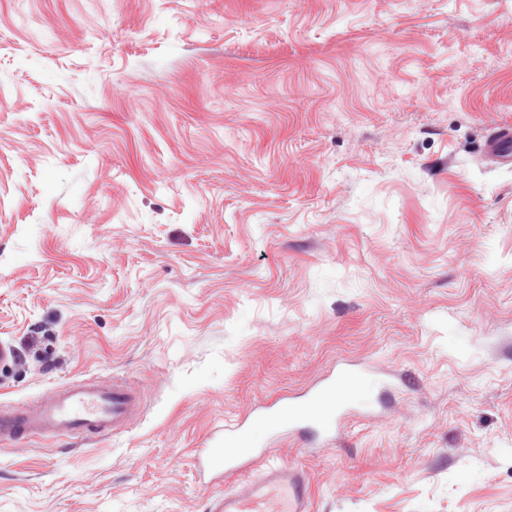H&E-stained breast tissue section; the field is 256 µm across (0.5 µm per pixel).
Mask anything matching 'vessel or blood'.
Here are the masks:
<instances>
[{
	"label": "vessel or blood",
	"mask_w": 512,
	"mask_h": 512,
	"mask_svg": "<svg viewBox=\"0 0 512 512\" xmlns=\"http://www.w3.org/2000/svg\"><path fill=\"white\" fill-rule=\"evenodd\" d=\"M486 155L512 168V124L495 127L488 135ZM361 368L337 367L314 390L295 401L277 402L263 418L274 432L306 424L332 432L334 412L356 397ZM139 402L135 390L125 384L107 386L85 379L68 385L42 400L35 408L0 411V438L22 440L34 434H105L123 428L134 416ZM203 465L255 467V476L241 488L214 497L210 512H312L309 479L298 466L273 461L255 444L241 420L219 426L209 447L201 449Z\"/></svg>",
	"instance_id": "1"
}]
</instances>
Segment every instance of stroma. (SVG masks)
<instances>
[{
  "label": "stroma",
  "mask_w": 512,
  "mask_h": 512,
  "mask_svg": "<svg viewBox=\"0 0 512 512\" xmlns=\"http://www.w3.org/2000/svg\"><path fill=\"white\" fill-rule=\"evenodd\" d=\"M512 0H0V512H208L196 454L336 363L313 512H512ZM484 149L494 163L512 168V124L495 127L488 135ZM138 402L137 392L126 384L85 379L52 393L35 408L0 411V438L115 432L134 416Z\"/></svg>",
  "instance_id": "1"
}]
</instances>
